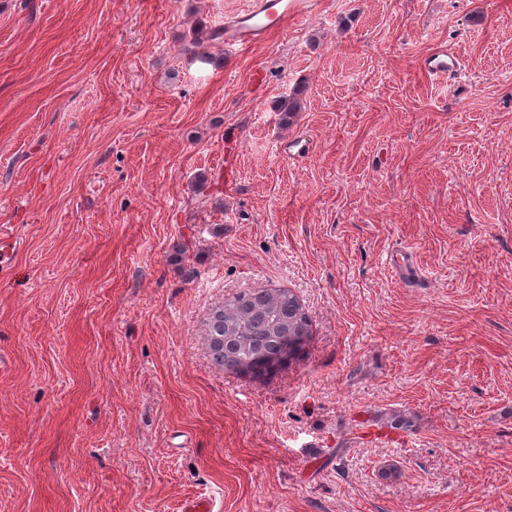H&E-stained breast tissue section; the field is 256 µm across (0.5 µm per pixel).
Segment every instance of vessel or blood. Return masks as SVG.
I'll return each instance as SVG.
<instances>
[{"instance_id":"1","label":"vessel or blood","mask_w":512,"mask_h":512,"mask_svg":"<svg viewBox=\"0 0 512 512\" xmlns=\"http://www.w3.org/2000/svg\"><path fill=\"white\" fill-rule=\"evenodd\" d=\"M319 5L320 0H250L242 12L225 17L224 45L233 49L260 44L288 19L314 14ZM458 67V59L444 48L421 62L422 70L437 79L447 78Z\"/></svg>"}]
</instances>
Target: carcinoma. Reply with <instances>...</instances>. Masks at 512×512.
<instances>
[{
  "instance_id": "carcinoma-1",
  "label": "carcinoma",
  "mask_w": 512,
  "mask_h": 512,
  "mask_svg": "<svg viewBox=\"0 0 512 512\" xmlns=\"http://www.w3.org/2000/svg\"><path fill=\"white\" fill-rule=\"evenodd\" d=\"M182 51L201 62L210 60L202 32ZM310 321L298 298L287 290H259L237 295L214 307L204 324L214 361L226 369L254 367L280 357L285 344L309 336Z\"/></svg>"
}]
</instances>
